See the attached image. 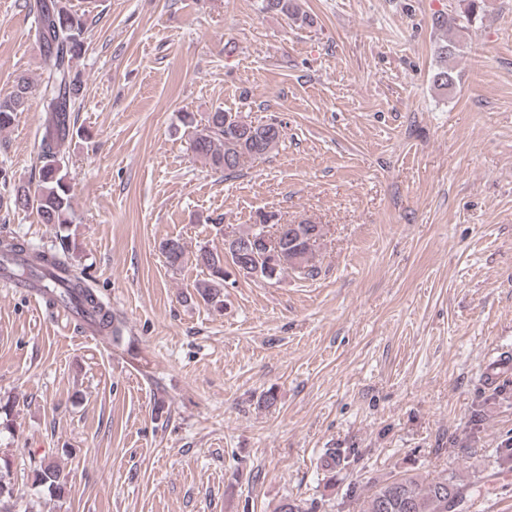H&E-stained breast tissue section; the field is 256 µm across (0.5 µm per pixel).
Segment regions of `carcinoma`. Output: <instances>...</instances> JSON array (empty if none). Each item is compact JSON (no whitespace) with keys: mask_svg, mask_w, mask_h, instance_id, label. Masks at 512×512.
<instances>
[{"mask_svg":"<svg viewBox=\"0 0 512 512\" xmlns=\"http://www.w3.org/2000/svg\"><path fill=\"white\" fill-rule=\"evenodd\" d=\"M261 2L262 10L266 12L282 14L302 25L313 24V19L300 14L295 0ZM481 2L458 0L454 9L432 18L434 28L446 30L452 35L447 43L439 47L442 66L434 73L433 83L440 89L449 90L456 86L448 61L458 55L460 43L466 38L470 27L482 19ZM36 12L38 25L35 38L46 71L42 99L47 118L41 140V166L36 184L18 183L8 195H0V209L31 211L43 224H71L73 185L61 146L74 132L72 112L82 88L75 61L83 51L82 35L87 29L89 17L70 9L67 0H36ZM31 91L29 81L21 77L13 92L0 98V130L13 123ZM182 121L194 127L190 147L195 156L212 168L224 171L226 176L239 172L248 158L269 155L284 136V128L277 121L250 127L222 108L208 113L202 122L197 121L194 114L186 112L182 115ZM314 228V224H299L294 229L285 230L279 249L272 255L266 253L263 245L250 240V230L241 232L243 243L259 260L260 279L279 281L290 269L314 277L315 267L311 264L313 251L308 249L306 242L309 231ZM162 252L172 268H179L185 262L186 247L178 238L166 240L162 244ZM1 262H12L20 275L36 278L48 304L66 301L94 310L99 316L100 327L112 334L113 341H120L121 329L117 319L82 278L72 273L67 246L33 254L25 242L13 240L3 244ZM196 263L208 272L207 279L195 286L196 299L207 305L223 306L224 283L228 278L224 253L203 249L196 256ZM10 469L9 458L0 457V512H14ZM33 484L53 495H61L65 491L61 471L50 460L34 471ZM481 492L482 486L477 478L465 482L453 473L443 472L425 484L418 475L405 472L377 483L360 500L358 512H469V502Z\"/></svg>","mask_w":512,"mask_h":512,"instance_id":"carcinoma-1","label":"carcinoma"}]
</instances>
